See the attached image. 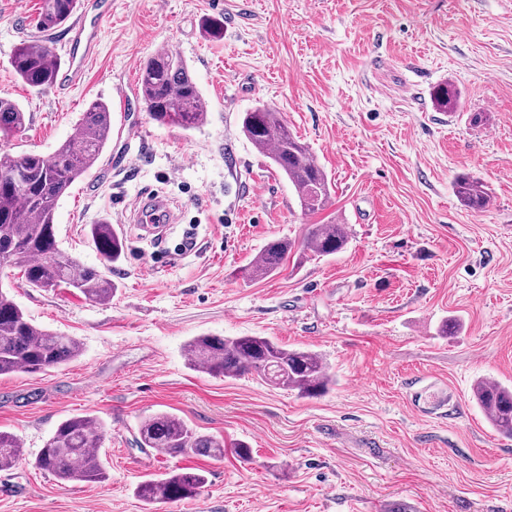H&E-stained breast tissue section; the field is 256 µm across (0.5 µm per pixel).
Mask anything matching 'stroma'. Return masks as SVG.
<instances>
[{"label":"stroma","instance_id":"35a3bbf8","mask_svg":"<svg viewBox=\"0 0 512 512\" xmlns=\"http://www.w3.org/2000/svg\"><path fill=\"white\" fill-rule=\"evenodd\" d=\"M40 3L0 0V96L29 117L5 147L51 154L89 103L107 102L112 140L59 201L56 234L96 265L89 227L105 221L127 251L107 303L0 271L29 318L81 344L59 368L0 376V429L23 444L0 470V512H145L136 485L184 467L204 470L200 495L157 512H512V438L472 398L477 379L512 383V0H112L98 52L63 92L30 88L11 66L21 40L43 35L58 55L69 37L40 32ZM161 48L202 91L199 129L145 110L135 66ZM444 81L456 111L433 105ZM259 102L331 176L325 210L303 212L244 137L241 116ZM130 143L141 150L125 168ZM464 174L487 187L484 211L455 195ZM153 190L177 215L154 239L128 220ZM332 221L347 227L341 252L245 277L267 241ZM189 236L195 247L177 252ZM450 318L457 332L440 336ZM203 333L316 352L336 384L303 398L192 369L184 347ZM435 394L447 408L432 411ZM159 411L223 437V458L138 448L140 421ZM84 413L106 426L102 485L34 465L59 423Z\"/></svg>","mask_w":512,"mask_h":512}]
</instances>
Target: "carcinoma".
Here are the masks:
<instances>
[{"mask_svg":"<svg viewBox=\"0 0 512 512\" xmlns=\"http://www.w3.org/2000/svg\"><path fill=\"white\" fill-rule=\"evenodd\" d=\"M78 0H43L39 29L50 32L73 15ZM15 74L32 88H46L56 82L59 64L40 39H24L11 58ZM139 96L152 121L160 126L193 130L201 126L202 95L187 64L177 55L160 50L140 68ZM433 103L441 112H453L458 105L456 88L444 82L434 88ZM27 113L15 101L0 98V135L22 133ZM242 130L246 139L271 161L275 170L293 187L302 210L315 213L331 199L332 183L317 164L309 146L295 136L274 108L259 104L244 113ZM112 139L110 106L93 101L80 113L70 137L52 155L0 154V269L15 268L32 288H72L96 302L112 299L117 285L110 267L125 257L123 238L112 225L101 222L90 227L96 250L103 258L99 266L87 265L63 252L57 242L55 209L61 197L86 176ZM17 165L27 171L29 189L20 190L8 179ZM454 190L462 204L483 211L489 194L474 177L456 180ZM303 250L317 257L339 252L346 245L345 225L314 224ZM295 242L273 239L245 269L250 280L276 274L283 260L292 254ZM80 343L71 336L37 326L8 292L0 289V375L36 373L57 368L76 359ZM190 365L215 377L256 374L270 385L301 397L327 393L336 379L322 358L310 350L287 348L267 337H224L201 334L186 345ZM473 400L497 433L512 437V385L481 378L472 388ZM104 428L91 414L64 419L35 458L37 468L63 482L103 483L107 473L96 448L101 446ZM137 444L176 457H224V439L203 434L185 420L168 413H154L139 423ZM22 459L21 443L11 433L0 431V470ZM206 483L204 471L183 468L161 479H146L135 488L139 500L153 509L167 502L196 497Z\"/></svg>","mask_w":512,"mask_h":512,"instance_id":"cac0c4a2","label":"carcinoma"}]
</instances>
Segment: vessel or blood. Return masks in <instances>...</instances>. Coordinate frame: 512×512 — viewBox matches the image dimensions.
Wrapping results in <instances>:
<instances>
[{
  "mask_svg": "<svg viewBox=\"0 0 512 512\" xmlns=\"http://www.w3.org/2000/svg\"><path fill=\"white\" fill-rule=\"evenodd\" d=\"M111 11L112 0H90L84 13L74 22L67 41L69 64L59 80V89L66 90L80 82L84 65L94 55L104 33L103 20ZM172 214L166 198L148 193L133 203L129 221L151 235L157 232L159 223Z\"/></svg>",
  "mask_w": 512,
  "mask_h": 512,
  "instance_id": "1",
  "label": "vessel or blood"
}]
</instances>
